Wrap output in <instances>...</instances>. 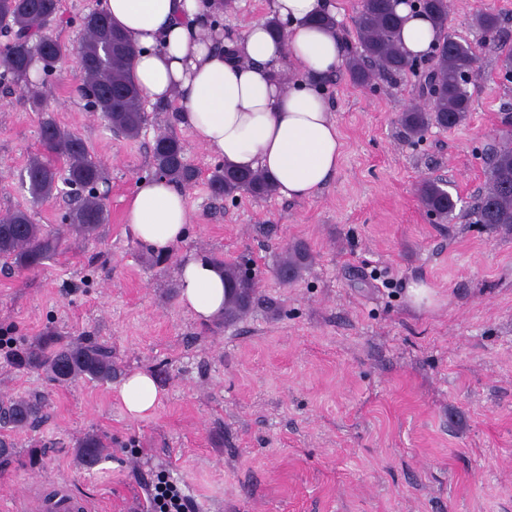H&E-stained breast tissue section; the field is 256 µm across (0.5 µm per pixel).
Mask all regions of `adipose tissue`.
Wrapping results in <instances>:
<instances>
[{"instance_id": "adipose-tissue-1", "label": "adipose tissue", "mask_w": 512, "mask_h": 512, "mask_svg": "<svg viewBox=\"0 0 512 512\" xmlns=\"http://www.w3.org/2000/svg\"><path fill=\"white\" fill-rule=\"evenodd\" d=\"M215 0H106L113 23L135 48L133 74L144 101H178L180 125L196 142L240 169L265 172L280 195L316 198L335 175L343 154L336 122L318 80L339 68L344 44L315 18L334 14L330 0H271L277 19L287 22L273 38L265 21L239 36L213 39ZM404 19L398 34L409 55H428L438 32L424 15L397 5ZM291 63L297 78L284 86L280 73ZM125 220L136 238L167 255L181 243L190 222L184 191L166 179L137 183ZM180 302L196 320L208 323L224 310V275L196 258L179 270ZM164 391L144 370L129 372L114 399L132 420L150 418Z\"/></svg>"}]
</instances>
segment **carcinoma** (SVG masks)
<instances>
[{"label":"carcinoma","mask_w":512,"mask_h":512,"mask_svg":"<svg viewBox=\"0 0 512 512\" xmlns=\"http://www.w3.org/2000/svg\"><path fill=\"white\" fill-rule=\"evenodd\" d=\"M61 0H0V30L11 40L0 45V82L20 84L35 109L42 103L40 79L31 76L34 57L39 70L51 73L64 52L56 39H45L41 31L60 10ZM442 32L433 47L430 69L421 96L424 102L402 113L401 124L413 137H421L431 127L453 129L470 111L467 90L473 76L475 52L466 42L448 35V0H416ZM402 17L393 0H360L352 16L360 50L345 59L352 84L368 86L375 80L396 78L416 69V59L403 52L395 40ZM489 40L499 37L500 21L493 12L474 18ZM86 38L78 48L85 87L95 92L94 105L108 125L129 139L139 137L148 116L132 71L133 46L106 14L90 12L83 17ZM40 151L31 157L21 173V181L35 203L48 202L59 193V182L95 189L104 179L101 165L89 155L84 140L62 127L53 117L39 124ZM156 171L176 186L191 184L196 170L187 162L184 144L172 135L156 138L152 148ZM485 187L471 211L475 223L493 228H512V145L494 150L487 158ZM213 198L219 200L246 192L264 199L276 192L275 185L258 170H244L224 164L209 180ZM420 205L439 221L453 216L457 202L441 179L423 181L418 187ZM68 234L77 240L94 239L108 220L107 211L96 193L79 200L70 209ZM66 234V235H68ZM66 235L34 224L22 209L0 217V262L21 273L39 272L66 248ZM204 260L224 268L229 294L217 325L237 323L262 302L255 275L237 262H226L215 254ZM312 260L308 245L298 242L279 256L275 273L287 285L297 280ZM9 362L21 373H42L59 385L79 380L112 381V348L90 337L72 341L47 331L22 342L9 354ZM45 418V399L37 394L0 399V467L15 457L10 433L33 428ZM78 466L90 469L107 457L102 437L88 432L73 448Z\"/></svg>","instance_id":"carcinoma-1"}]
</instances>
